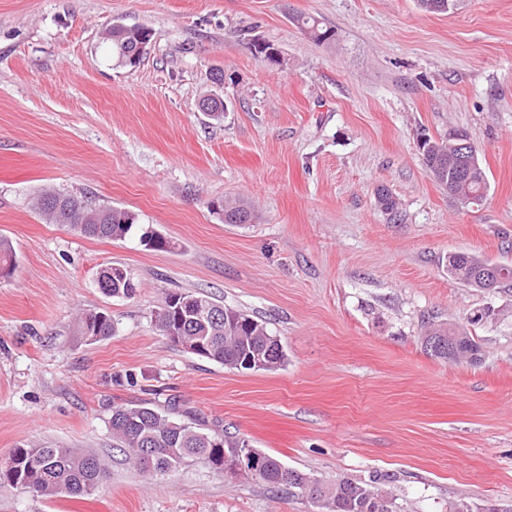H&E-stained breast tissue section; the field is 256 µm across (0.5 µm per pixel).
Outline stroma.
Segmentation results:
<instances>
[{
	"mask_svg": "<svg viewBox=\"0 0 512 512\" xmlns=\"http://www.w3.org/2000/svg\"><path fill=\"white\" fill-rule=\"evenodd\" d=\"M116 22L152 28L139 65L113 60ZM257 41L284 64L257 58ZM453 130L480 151L481 205L449 199L421 161L420 135ZM45 189L129 210L176 247L45 223L32 206ZM226 199L252 220L209 210ZM0 236L17 252L0 279V468L34 443L109 471L79 498L2 484L0 512H316L202 463L143 474L108 419L145 402L325 484L389 475L395 512L512 503V286L472 288L446 267L459 252L512 263V0L451 14L416 0H0ZM110 266L134 297L100 290ZM175 292L265 321L283 366L242 372L176 347L154 321ZM487 308L479 363L427 354L425 322ZM90 310L111 314V336L80 335Z\"/></svg>",
	"mask_w": 512,
	"mask_h": 512,
	"instance_id": "stroma-1",
	"label": "stroma"
}]
</instances>
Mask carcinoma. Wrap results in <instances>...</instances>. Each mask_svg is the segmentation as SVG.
<instances>
[{"instance_id":"obj_1","label":"carcinoma","mask_w":512,"mask_h":512,"mask_svg":"<svg viewBox=\"0 0 512 512\" xmlns=\"http://www.w3.org/2000/svg\"><path fill=\"white\" fill-rule=\"evenodd\" d=\"M297 23L318 42L332 38V31L306 16L296 17ZM152 39V29L145 25L128 27L114 24L107 31V40L112 44V56L118 64L135 66L144 54L138 46ZM467 139L462 132H455L446 140L429 137L420 140L422 160L433 179L448 191L454 200L465 198L470 204H479L488 190V179L478 153L462 155L457 144ZM211 207L222 212L224 222L235 224L252 219L250 209L244 203L224 201L211 203ZM34 208L52 224H67L75 232L98 239H122L136 226V216L127 210L110 206H96L85 196L62 194L46 190L34 199ZM147 250L168 251L175 243L165 235L142 230L139 237ZM482 258L472 254L448 256V275L470 287H475L473 278L479 270ZM16 252L11 242L0 237V277H8L16 267ZM107 288L104 293L115 298H130L136 287L126 281L112 279V269L102 271ZM181 294L166 298L164 306L156 315L162 335L169 337H195L204 343L203 357L226 367L243 370L242 364L252 355L279 346L275 335L267 324L237 309L213 301L201 293L192 294L199 305L218 315L204 322L185 321L179 301ZM81 335L99 340L112 334L114 321L103 311L88 312L78 322ZM456 337L454 357L450 362L467 359L480 361V346L467 330L457 327L432 325L426 338L448 341ZM115 447L128 454L141 470L154 474L171 472L180 466L201 462L207 466L224 464V455L237 449L248 448V440L227 433L210 432L200 424L178 419L170 411H162L149 404L112 407L109 419ZM262 474L256 475L248 469L242 476L258 480L274 489H285L291 494L302 490L290 477L282 472L284 463L277 457L258 451ZM107 468L104 461L93 454H79L70 448L50 446H28L20 444L11 452L6 469L0 470V482L45 498L59 496L79 497L92 494L105 480ZM388 476L375 473L369 480L343 479L334 484H319L317 499L313 501L321 512H373L374 500H385L383 512H393L394 498L382 485Z\"/></svg>"}]
</instances>
